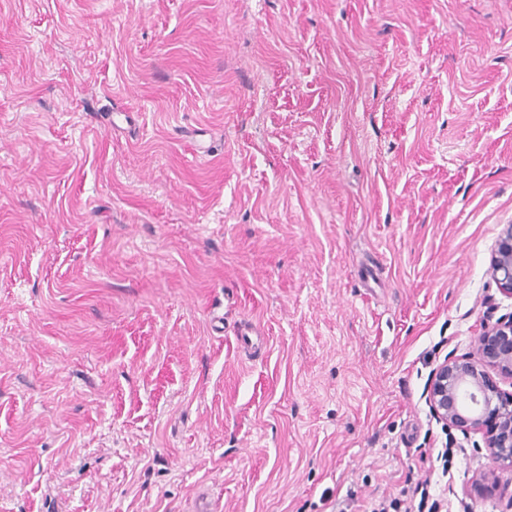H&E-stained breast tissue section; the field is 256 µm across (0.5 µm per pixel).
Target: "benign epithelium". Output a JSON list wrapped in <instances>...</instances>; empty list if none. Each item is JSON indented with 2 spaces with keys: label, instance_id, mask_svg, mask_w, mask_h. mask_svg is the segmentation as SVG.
I'll return each mask as SVG.
<instances>
[{
  "label": "benign epithelium",
  "instance_id": "1",
  "mask_svg": "<svg viewBox=\"0 0 512 512\" xmlns=\"http://www.w3.org/2000/svg\"><path fill=\"white\" fill-rule=\"evenodd\" d=\"M490 274L502 293L512 297V224L499 235ZM476 352L445 359L429 383L428 400L439 420L468 435L482 436L496 460L512 468V392L500 389L490 375L512 378V318L483 327ZM497 471L483 473L474 484L479 493L498 487Z\"/></svg>",
  "mask_w": 512,
  "mask_h": 512
}]
</instances>
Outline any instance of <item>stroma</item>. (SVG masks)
<instances>
[{
    "mask_svg": "<svg viewBox=\"0 0 512 512\" xmlns=\"http://www.w3.org/2000/svg\"><path fill=\"white\" fill-rule=\"evenodd\" d=\"M506 224L512 0H0V512H512L426 401ZM429 482L417 483L409 501L383 499L370 504L364 512H438L439 500L430 493Z\"/></svg>",
    "mask_w": 512,
    "mask_h": 512,
    "instance_id": "1",
    "label": "stroma"
}]
</instances>
